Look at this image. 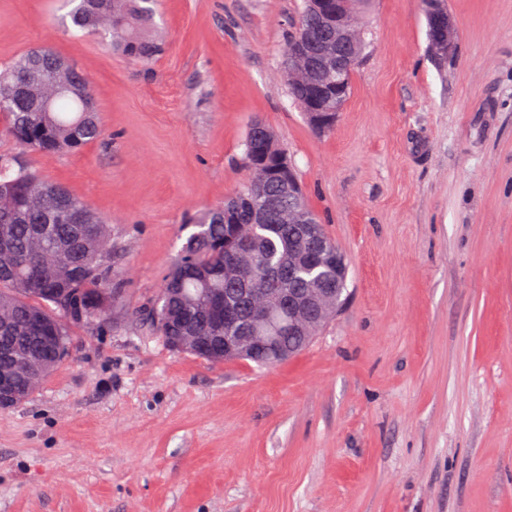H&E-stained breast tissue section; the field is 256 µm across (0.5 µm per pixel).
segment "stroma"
Segmentation results:
<instances>
[{
    "mask_svg": "<svg viewBox=\"0 0 512 512\" xmlns=\"http://www.w3.org/2000/svg\"><path fill=\"white\" fill-rule=\"evenodd\" d=\"M370 0L332 131L282 73L303 0H159L142 66L60 0H0V68L46 46L87 77L105 139L19 151L121 248L122 303L0 410V512H512V0ZM264 121L347 261L343 306L260 368L169 348L132 322L183 224L240 191ZM428 16L432 27V44L443 54L454 47V28L448 13L442 9L438 0H427Z\"/></svg>",
    "mask_w": 512,
    "mask_h": 512,
    "instance_id": "stroma-1",
    "label": "stroma"
}]
</instances>
